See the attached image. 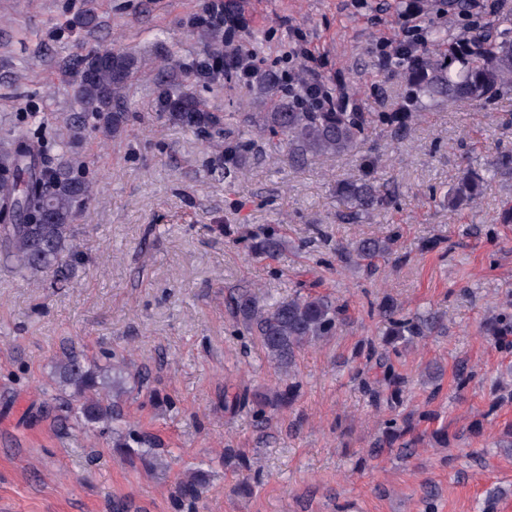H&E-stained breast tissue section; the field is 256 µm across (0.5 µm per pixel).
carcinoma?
<instances>
[{
  "label": "carcinoma",
  "instance_id": "carcinoma-1",
  "mask_svg": "<svg viewBox=\"0 0 512 512\" xmlns=\"http://www.w3.org/2000/svg\"><path fill=\"white\" fill-rule=\"evenodd\" d=\"M209 40L208 53H221L224 35L217 20L210 24ZM447 40L448 31L434 29L418 57L397 65L408 88L405 110L422 111L445 100L484 105L512 93L511 20L503 18L488 25L487 33L476 40L478 51L474 53L465 49L446 54L441 46ZM75 63L80 73L73 93L77 116L65 121L67 137L49 146L20 138L0 153V257L30 277L49 276L60 283L68 279L69 270L79 258L74 221L95 195L94 183L85 176L70 143L96 131L114 137L124 130L125 90L131 76L142 66L137 55L110 48L94 50L75 59ZM159 87L166 107L182 124L199 128L221 124V116L204 110L183 81L174 78ZM365 124L363 113L355 108L347 111V105L339 99L323 112H300L287 105L278 112H262L253 121L261 133L282 134L291 151L298 155L331 157L356 147ZM509 166L512 156L503 155L490 168L467 169L448 192V202L454 206L475 202L497 170ZM336 193L356 215L384 201L381 190L366 176L338 184ZM396 243L393 236L366 237L353 243L352 252L360 260L371 261L391 254ZM232 309L239 331L259 343L278 373L282 388L267 397L244 386L224 394V410L248 409L260 421L267 422L297 396L295 367L300 351L335 335L346 321L345 307L326 295L311 292L275 299L263 307L245 289L232 300ZM379 312L389 324L391 339L383 348L370 346L368 358L373 365L364 373L361 383L372 405L384 403L393 408L401 402L402 381L392 358L400 356L401 347L421 337L427 321L405 314L392 304L381 306ZM491 330L497 340L509 344L512 318L502 317L492 324ZM56 374L61 389L79 402L66 418L79 421L89 431L103 424L111 430L113 448L118 454L138 458L152 467L162 464L154 449L141 447L145 436L124 431L117 405L104 399L109 387L118 399L126 393L121 381L107 382L106 370L89 365L73 352L60 361ZM413 430L407 419H388L385 435L371 454L376 456L399 440L400 452L412 455L421 437L406 440L404 436ZM131 441L138 447H130Z\"/></svg>",
  "mask_w": 512,
  "mask_h": 512
}]
</instances>
